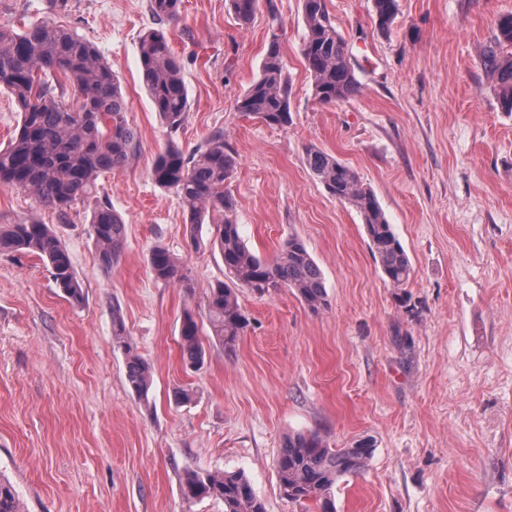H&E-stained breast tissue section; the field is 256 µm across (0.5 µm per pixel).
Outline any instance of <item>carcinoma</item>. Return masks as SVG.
I'll list each match as a JSON object with an SVG mask.
<instances>
[{
  "label": "carcinoma",
  "instance_id": "obj_1",
  "mask_svg": "<svg viewBox=\"0 0 512 512\" xmlns=\"http://www.w3.org/2000/svg\"><path fill=\"white\" fill-rule=\"evenodd\" d=\"M237 20L248 24L259 0H229ZM157 27L139 41L142 77L154 109L169 139L155 158L153 178L175 191L187 217L188 245L203 244L202 224L217 225V245L231 283L219 282L207 296V316L214 336L228 354L235 351L249 319L236 289L263 294L285 287L317 313L328 299L322 272L296 236L288 238L269 259L252 253L241 238L234 214L236 201L224 190L237 159L224 140V130L212 131L203 146L185 154L174 136L184 126L189 100L182 59L175 54L163 25L176 21L181 0H150ZM378 30L389 29L397 0H374ZM306 28L301 54L315 98L322 104L343 102L359 92L348 56V45L331 20L327 0H302ZM484 71L499 95L501 108L512 112V13L497 21L492 41L481 47ZM72 77L76 102L70 104L58 81ZM0 90L12 97L20 123L15 136L0 149V186L31 193L38 206L60 216L72 206L93 201L90 224L101 266L119 262L127 229L112 204L97 196V182L105 174L123 170L139 147L137 129L127 120V101L119 77L95 46L52 21L34 23L17 33L0 28ZM291 86L284 74L281 37L267 41L259 77L236 100V111L269 126L284 127L290 120ZM306 163L314 177L337 200L351 205L362 218L382 271L394 287L410 279L412 266L374 193L358 173L334 156L314 147L306 149ZM0 251L30 253L50 268L53 280L74 304L84 301L82 283L61 239L37 217L21 224L0 226ZM155 280L190 287L188 276L172 253L155 245L148 255ZM112 339L126 351L125 378L132 391L148 401L153 384L150 365L132 353L123 319L112 311ZM183 363L199 368L205 352L199 326L191 313L183 318L180 334ZM371 445L359 441L333 449L317 433L288 437L275 459L280 493L291 501H315L320 512H335L331 490L336 482L365 465ZM184 499L205 498L224 504V512H267L248 478L240 472L189 471L182 482ZM0 512H24L14 486L0 477Z\"/></svg>",
  "mask_w": 512,
  "mask_h": 512
}]
</instances>
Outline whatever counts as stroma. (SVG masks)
<instances>
[{
	"mask_svg": "<svg viewBox=\"0 0 512 512\" xmlns=\"http://www.w3.org/2000/svg\"><path fill=\"white\" fill-rule=\"evenodd\" d=\"M274 3L243 26L227 0H183L167 26L191 104L176 139L190 153L223 129L247 247L269 258L299 237L328 306L310 312L286 288L239 289L249 325L235 352L204 330L196 371L180 359L182 317L205 322L227 275L215 227L188 247L178 197L152 177L167 135L140 74L149 0H68L56 13L47 0H0L2 28L48 19L90 41L140 133L131 163L99 180L127 228L112 269L98 260L91 204L61 217L0 186V225L35 215L52 225L85 292L73 305L40 258L0 252V474L26 512H224L211 499L184 503L188 469L243 473L267 512H319L284 498L274 468L285 438L309 432L333 448L374 444L332 488L336 512H512V113L479 56L512 0H398L385 33L372 0H329L361 87L333 105L315 98L303 64L300 0ZM274 25L292 86L282 128L235 109ZM312 145L376 195L412 265L406 288L383 275L356 210L311 173ZM156 244L180 258L190 287L154 279ZM116 311L153 369L148 401L125 381ZM182 388L190 402H175Z\"/></svg>",
	"mask_w": 512,
	"mask_h": 512,
	"instance_id": "1",
	"label": "stroma"
}]
</instances>
